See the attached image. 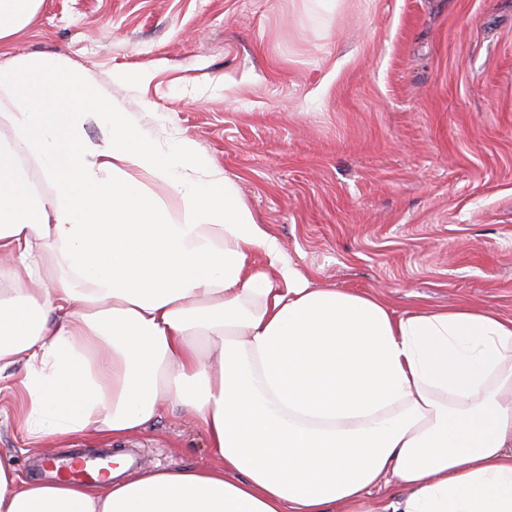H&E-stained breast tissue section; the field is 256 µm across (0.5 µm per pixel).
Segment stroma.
<instances>
[{
  "label": "stroma",
  "mask_w": 512,
  "mask_h": 512,
  "mask_svg": "<svg viewBox=\"0 0 512 512\" xmlns=\"http://www.w3.org/2000/svg\"><path fill=\"white\" fill-rule=\"evenodd\" d=\"M6 51L60 57L164 148L196 141L318 287L512 316V0H44ZM25 371L0 378V458L31 481L102 443L30 437ZM117 447L132 478L212 461L167 407Z\"/></svg>",
  "instance_id": "stroma-1"
}]
</instances>
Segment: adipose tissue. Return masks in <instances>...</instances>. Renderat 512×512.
<instances>
[{
    "mask_svg": "<svg viewBox=\"0 0 512 512\" xmlns=\"http://www.w3.org/2000/svg\"><path fill=\"white\" fill-rule=\"evenodd\" d=\"M0 112L17 132L0 149V373L26 365L28 431L115 440L170 403L214 459L95 485L0 461V512H512V318L317 287L194 142L164 151L59 58L0 63ZM105 114L111 144L83 141ZM30 152L51 193L19 168Z\"/></svg>",
    "mask_w": 512,
    "mask_h": 512,
    "instance_id": "1",
    "label": "adipose tissue"
}]
</instances>
